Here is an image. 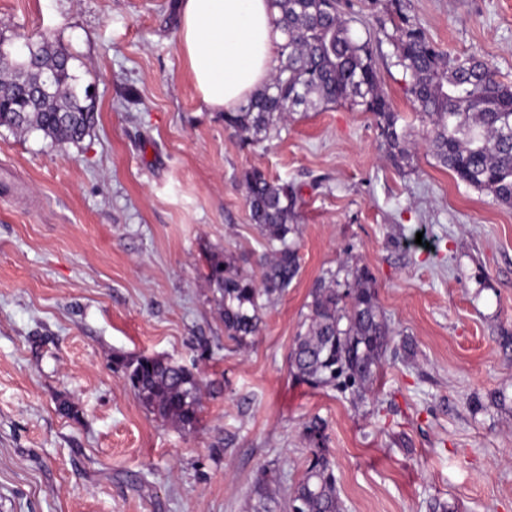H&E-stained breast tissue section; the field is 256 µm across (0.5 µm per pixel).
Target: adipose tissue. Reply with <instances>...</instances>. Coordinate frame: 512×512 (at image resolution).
Returning <instances> with one entry per match:
<instances>
[{
  "label": "adipose tissue",
  "instance_id": "obj_1",
  "mask_svg": "<svg viewBox=\"0 0 512 512\" xmlns=\"http://www.w3.org/2000/svg\"><path fill=\"white\" fill-rule=\"evenodd\" d=\"M178 45L201 102L233 112L270 79L284 36L269 0H180Z\"/></svg>",
  "mask_w": 512,
  "mask_h": 512
}]
</instances>
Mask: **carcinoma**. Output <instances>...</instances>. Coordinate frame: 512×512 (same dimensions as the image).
<instances>
[{
	"label": "carcinoma",
	"instance_id": "carcinoma-1",
	"mask_svg": "<svg viewBox=\"0 0 512 512\" xmlns=\"http://www.w3.org/2000/svg\"><path fill=\"white\" fill-rule=\"evenodd\" d=\"M271 2L280 12L278 23L285 35L279 63L269 84L237 111L223 113L224 126L243 144L263 142L300 110L337 105L371 113L389 160L398 169L409 166V131L380 86L374 48L386 41L415 112L430 126L437 161L459 181L512 206V84L500 80L488 63L440 48L401 13L392 32L368 28L360 38L340 14L337 0ZM45 42L35 48L42 63L32 69L31 78L15 73L0 81V99L12 104V109L0 111V125L38 131L58 143H78L92 127L87 96L72 84L70 54ZM37 76L50 79L40 109L29 106L21 90ZM241 183L250 220L266 242L258 262L260 275L243 269L232 254L214 253L205 277L215 290L225 333L247 345L262 329L264 310L298 275L299 192L294 184L272 180L258 167L245 170ZM309 298L303 331L295 336L288 355L290 374L313 389H332L352 402L362 400L391 342L372 273L365 265L328 270L313 282ZM112 364L147 411L184 429L196 426L202 382L192 369L159 354H116ZM303 437L309 455L279 508L343 512L326 448V422L311 418ZM272 482L261 473L255 512H276Z\"/></svg>",
	"mask_w": 512,
	"mask_h": 512
}]
</instances>
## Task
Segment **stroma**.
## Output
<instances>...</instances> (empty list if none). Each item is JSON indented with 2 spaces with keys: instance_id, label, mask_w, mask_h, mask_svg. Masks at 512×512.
<instances>
[{
  "instance_id": "stroma-1",
  "label": "stroma",
  "mask_w": 512,
  "mask_h": 512,
  "mask_svg": "<svg viewBox=\"0 0 512 512\" xmlns=\"http://www.w3.org/2000/svg\"><path fill=\"white\" fill-rule=\"evenodd\" d=\"M175 2L0 0V39L49 37L92 92L81 142L0 127V512H253L262 470L280 500L300 478L316 415L343 512H512V207L437 162L386 46L409 167L342 106L242 147L195 91ZM399 6L512 82V0ZM253 166L299 189L300 271L241 346L205 272L222 251L258 268ZM345 263L370 269L393 332L356 405L288 368L313 282ZM116 353L193 367L196 428L149 413Z\"/></svg>"
}]
</instances>
